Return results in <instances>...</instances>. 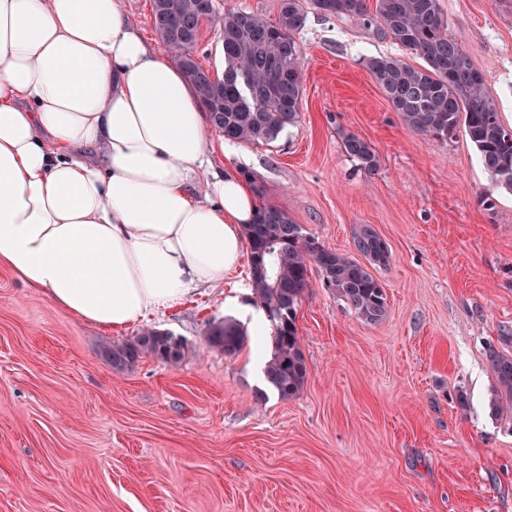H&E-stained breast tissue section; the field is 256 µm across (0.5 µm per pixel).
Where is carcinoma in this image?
Here are the masks:
<instances>
[{
  "instance_id": "obj_1",
  "label": "carcinoma",
  "mask_w": 512,
  "mask_h": 512,
  "mask_svg": "<svg viewBox=\"0 0 512 512\" xmlns=\"http://www.w3.org/2000/svg\"><path fill=\"white\" fill-rule=\"evenodd\" d=\"M152 0L151 22L164 43L178 41L199 27L200 0ZM325 17L368 20L365 0H313ZM376 32L407 53L423 60L417 67L400 57L365 60V67L381 87L394 111L418 134L438 142L464 133L480 154L491 183L512 191V127L502 123L486 78L472 64L461 44L448 35V20L439 0H376ZM306 22L301 0H281L276 22L246 11L224 13V94L212 98L210 72L197 60L178 66L196 88L207 109L211 126L229 142L268 144L299 118L301 103V46L297 35ZM345 151L367 170L377 167L371 146L349 134ZM249 244L248 265L254 300L265 311L272 330L273 352L264 368L266 382L283 400L299 394L308 375L296 327L299 303L311 288L310 270L316 267L321 286L344 301L357 317L377 324L388 314V297L373 270L392 262L386 242L369 226L355 235L360 262L337 253L304 232L288 215L272 206L257 207L245 225ZM246 336L234 321L212 325L209 346L226 356L237 354ZM187 342L169 332L144 329L122 342L102 347L101 354L118 372L131 369L140 358L151 356L169 366L189 354ZM489 367L499 384L494 409H512V356L489 352Z\"/></svg>"
}]
</instances>
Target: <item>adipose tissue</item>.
Masks as SVG:
<instances>
[{"label":"adipose tissue","instance_id":"obj_1","mask_svg":"<svg viewBox=\"0 0 512 512\" xmlns=\"http://www.w3.org/2000/svg\"><path fill=\"white\" fill-rule=\"evenodd\" d=\"M255 211L122 0H0V265L24 286L124 329L223 281Z\"/></svg>","mask_w":512,"mask_h":512}]
</instances>
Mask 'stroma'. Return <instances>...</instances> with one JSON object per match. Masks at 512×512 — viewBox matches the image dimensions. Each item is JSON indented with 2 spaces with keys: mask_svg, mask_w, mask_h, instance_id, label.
I'll list each match as a JSON object with an SVG mask.
<instances>
[{
  "mask_svg": "<svg viewBox=\"0 0 512 512\" xmlns=\"http://www.w3.org/2000/svg\"><path fill=\"white\" fill-rule=\"evenodd\" d=\"M448 32L512 126V0H440ZM196 49L209 71L225 11L276 21L280 0H215ZM298 122L267 145L208 130L221 170H249L262 204L333 251L360 225L393 260L389 310L361 321L322 288L296 325L308 369L280 399L210 325L252 306L247 263L122 331L54 308L0 267V512H512V413L492 408L487 354L512 356V192L493 188L467 137L408 127L365 68L402 56L373 27L307 8ZM367 141L368 171L343 146ZM154 328L192 350L115 372L101 349Z\"/></svg>",
  "mask_w": 512,
  "mask_h": 512,
  "instance_id": "35a3bbf8",
  "label": "stroma"
}]
</instances>
